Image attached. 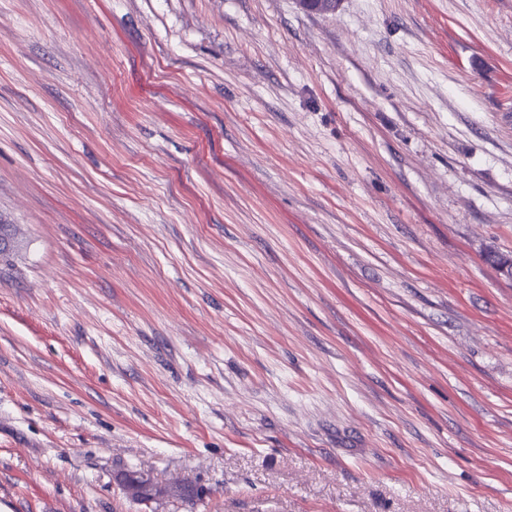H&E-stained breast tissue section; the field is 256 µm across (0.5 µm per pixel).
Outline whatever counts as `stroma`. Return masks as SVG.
<instances>
[{
  "instance_id": "35a3bbf8",
  "label": "stroma",
  "mask_w": 512,
  "mask_h": 512,
  "mask_svg": "<svg viewBox=\"0 0 512 512\" xmlns=\"http://www.w3.org/2000/svg\"><path fill=\"white\" fill-rule=\"evenodd\" d=\"M0 224V512H512V0H0Z\"/></svg>"
}]
</instances>
